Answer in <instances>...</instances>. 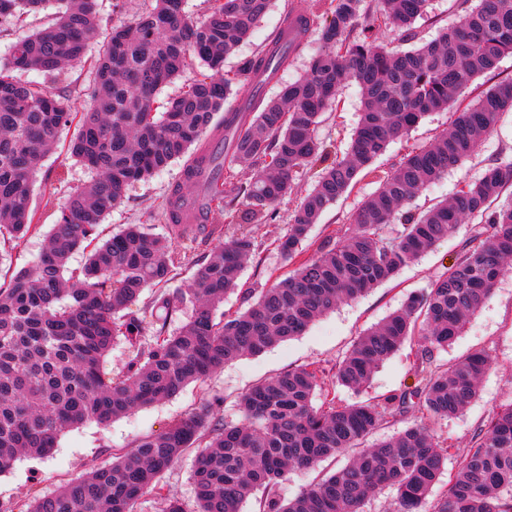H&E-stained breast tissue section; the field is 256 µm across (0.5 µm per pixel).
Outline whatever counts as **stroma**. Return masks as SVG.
<instances>
[{
  "label": "stroma",
  "instance_id": "35a3bbf8",
  "mask_svg": "<svg viewBox=\"0 0 512 512\" xmlns=\"http://www.w3.org/2000/svg\"><path fill=\"white\" fill-rule=\"evenodd\" d=\"M153 5V0H99L101 34H108L115 25L135 23ZM318 8L317 0H274L272 10L260 26L226 60L225 70H235L240 61L258 52L267 35L288 11L314 12ZM463 15L462 0H431L427 18L415 23L416 41L424 43L435 39L443 28L458 24ZM379 42L391 51L408 50L413 44L402 29L392 26L381 28ZM360 109L357 86L345 87L338 106L326 115L319 129L320 138L336 146L337 150H345L357 125ZM447 125V113L429 116L401 140L388 146L375 162L377 169L384 173L392 171L402 154L426 144L435 132ZM511 157L512 112H507L501 115L472 157L411 201L410 209L419 212L450 198L464 184L478 179L489 165ZM181 173L182 164L177 161L150 179L135 184L124 203L106 216L101 226L103 235L118 232L128 224L145 222L149 223L153 233L164 234L165 222L159 213L171 189L180 182ZM89 178L87 170L68 159L64 151H57L45 159L36 177L32 202L38 227L15 244L0 263L1 285H8L19 270L33 265L70 192ZM376 188L375 180L364 179L331 206L319 224L313 226L304 243L307 251L315 252L327 234L343 233L357 204ZM250 231L259 248V256L244 268L241 286L242 289L264 288L270 285L272 276L286 271L274 246L275 239L285 234L286 226L282 223L254 224ZM473 233L472 223L459 225L448 239L403 267L396 280L382 284L356 300L340 304L303 335L279 343L261 355L243 357L205 382L189 384L168 400L134 409L105 427L87 422L65 429L51 456H21L9 473L0 476V504L16 505L34 490L54 491L91 467L111 463L113 454L132 449L140 437L165 430L202 405H215L224 420H239L237 401L241 393L282 371L312 362L331 369L367 328L400 308L410 293L426 288L445 272ZM415 348V343H406L360 391L340 387L336 390L337 396L346 403L374 401L383 395L413 388L417 382L411 370ZM473 351L485 352L492 360V367L481 381L477 397L462 414L432 423V432L444 447L471 448L477 429L485 424L492 412L512 403V273L496 282L489 299L468 318L461 335L440 352L439 358L451 363Z\"/></svg>",
  "mask_w": 512,
  "mask_h": 512
}]
</instances>
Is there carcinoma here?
<instances>
[{"label":"carcinoma","instance_id":"obj_1","mask_svg":"<svg viewBox=\"0 0 512 512\" xmlns=\"http://www.w3.org/2000/svg\"><path fill=\"white\" fill-rule=\"evenodd\" d=\"M45 2L0 0V20L38 12ZM56 2L48 26L17 38L0 62V246L36 227L37 172L74 122L78 131L67 154L92 177L70 194L34 265L0 287V475L22 454L52 453L68 427L107 425L302 335L339 303L393 280L464 220L476 224L448 271L362 333L334 368L336 385L358 391L414 340L418 384L412 389L377 402L348 404L333 396L316 406L319 369L312 363L288 369L240 396L239 421L227 422L203 405L57 492L34 493L23 512H136L149 493L164 500V512H184L174 495L163 493L159 478L191 448L197 449V512H242L260 489L259 512H363L384 489L393 492L387 512H512V403L481 427L448 473L447 491L432 501L450 449L426 424L462 413L492 367L481 351L450 365L437 354L512 267V159L421 213L404 210L470 157L502 113L512 112V77L499 78V62L512 56V0H476L459 24L399 52L378 43V30H411L429 0H376L374 7L370 0H322L317 15L285 14L264 48L227 73L226 58L273 0H209L206 17L196 23L187 20L184 0H155L138 22L113 27L91 60L97 0ZM313 26L321 46L307 72L273 98L239 102L233 87L274 78L290 55L305 51ZM194 59L206 71L156 111L161 89ZM85 64L93 105L78 118L66 91L17 76L35 70L52 79L65 65ZM478 78L495 83L476 99L461 100ZM350 82L360 88L362 112L339 156L319 139L318 128ZM447 110L448 129L403 154L361 201L344 233L301 257L314 224L373 172L388 145L429 114ZM220 129L233 155L225 168L202 143L208 131ZM180 159L183 184L173 187L162 211L167 235L128 224L101 237L106 215L129 187ZM314 168V184L277 239L288 267L282 280L255 290L243 311L215 316L257 256L256 242L242 231L198 264L191 288H168L183 260L178 246L223 234L221 224L184 223L191 197L183 186L202 187L209 211L223 213L230 224H277L278 203ZM242 170L250 172L248 179ZM81 249L84 267L68 271L69 258ZM147 288L154 289L149 322L131 311ZM188 310L187 322L170 329ZM118 339L132 355L123 374L112 377L102 361ZM403 420L406 426L391 438L365 446L379 428ZM351 450L343 467L295 498L284 502L276 495L294 469Z\"/></svg>","mask_w":512,"mask_h":512}]
</instances>
